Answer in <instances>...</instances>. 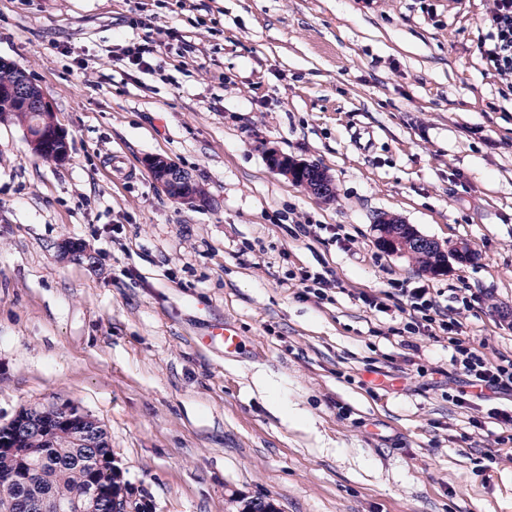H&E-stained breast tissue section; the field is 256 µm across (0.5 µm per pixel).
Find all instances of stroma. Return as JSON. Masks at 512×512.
<instances>
[{"label": "stroma", "mask_w": 512, "mask_h": 512, "mask_svg": "<svg viewBox=\"0 0 512 512\" xmlns=\"http://www.w3.org/2000/svg\"><path fill=\"white\" fill-rule=\"evenodd\" d=\"M486 32V0H0V59L70 142L56 164L0 122V424L79 406L153 512H512L500 425L405 361L398 301L360 300L471 289L464 338L512 354V95ZM156 40L150 69L121 61ZM268 147L326 170L334 200ZM155 155L207 204L166 196ZM382 213L479 258L424 273L376 246ZM302 267L336 278L332 302L300 297ZM226 321L229 357L201 344ZM265 160L272 171L285 176L314 195L327 199L334 193L330 178L316 164L298 161L274 148L265 150ZM157 186L173 201L188 208H196L205 202V190L174 160L164 156H152L146 160ZM208 338L213 340H219L224 344V354L231 355L237 353L242 345V336H240L236 327L231 322H224V325H221L212 332L211 336Z\"/></svg>", "instance_id": "1"}]
</instances>
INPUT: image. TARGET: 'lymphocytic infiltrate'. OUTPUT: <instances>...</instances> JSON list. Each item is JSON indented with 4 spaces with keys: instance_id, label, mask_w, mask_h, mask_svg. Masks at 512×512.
Wrapping results in <instances>:
<instances>
[{
    "instance_id": "1",
    "label": "lymphocytic infiltrate",
    "mask_w": 512,
    "mask_h": 512,
    "mask_svg": "<svg viewBox=\"0 0 512 512\" xmlns=\"http://www.w3.org/2000/svg\"><path fill=\"white\" fill-rule=\"evenodd\" d=\"M487 21L490 30L481 40L479 52L487 70L491 71L506 88L512 90V0H488ZM405 300L407 321L405 338L400 344L411 356L420 353L421 341L446 335L452 352L449 363L461 378L463 385L452 396L455 406L471 403L473 390L512 395V356L488 355L483 346L462 339V316L473 309L478 298L475 294L460 291L453 294L449 305H441L431 289L405 284H395L393 290L380 294L362 295V303L371 310H388L392 296Z\"/></svg>"
}]
</instances>
